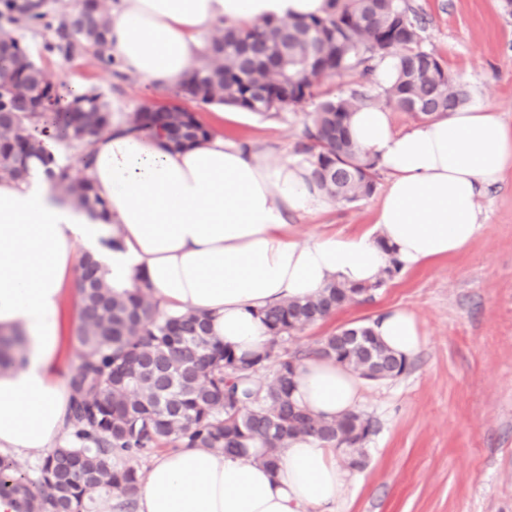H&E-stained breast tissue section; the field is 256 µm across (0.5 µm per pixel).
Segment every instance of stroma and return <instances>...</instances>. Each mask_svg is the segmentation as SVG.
<instances>
[{
	"label": "stroma",
	"instance_id": "1",
	"mask_svg": "<svg viewBox=\"0 0 512 512\" xmlns=\"http://www.w3.org/2000/svg\"><path fill=\"white\" fill-rule=\"evenodd\" d=\"M427 19L423 46L439 55L469 103L493 107L512 123V15L502 0H411ZM55 81L78 76L117 112L175 101L135 77L118 78L84 55L44 52L47 34L11 27ZM304 111L255 113L225 134L295 156ZM379 195L332 203L298 224L302 234L353 235L369 229ZM486 229L470 249L396 273L353 305L288 340V351L315 348L342 326L370 323L392 308L414 314L426 336L400 376L369 381L359 406L374 431L365 464L351 470L336 512H512V171L481 201Z\"/></svg>",
	"mask_w": 512,
	"mask_h": 512
}]
</instances>
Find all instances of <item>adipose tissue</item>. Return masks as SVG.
I'll return each instance as SVG.
<instances>
[{
  "label": "adipose tissue",
  "instance_id": "ef3b65f1",
  "mask_svg": "<svg viewBox=\"0 0 512 512\" xmlns=\"http://www.w3.org/2000/svg\"><path fill=\"white\" fill-rule=\"evenodd\" d=\"M329 0H116L109 51L123 73L157 90L185 82L208 52L217 23L322 17ZM350 131L387 178L371 231L299 238L293 219L330 199L308 161L224 135L178 150L130 130L126 114L95 141L89 174L107 206L99 217L54 189L41 166L26 181L0 180V328L27 338L26 361L0 374V455L45 456L68 432L71 392L60 372L68 299L79 259L91 254L118 290L147 289L169 314H204L210 335L237 355L265 353L259 312L306 300L331 283L368 286L390 260L412 269L466 252L484 229L479 206L512 170V125L490 106H464L396 128L389 109L352 112ZM114 240L106 248L105 240ZM395 355L425 342L415 317L384 312L372 324ZM364 380L329 359L302 363L293 403L327 420L358 405ZM225 454L179 448L146 472L137 512H336L347 472L315 439Z\"/></svg>",
  "mask_w": 512,
  "mask_h": 512
}]
</instances>
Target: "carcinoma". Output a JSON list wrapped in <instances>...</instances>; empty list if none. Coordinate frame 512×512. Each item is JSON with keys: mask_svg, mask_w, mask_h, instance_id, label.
<instances>
[{"mask_svg": "<svg viewBox=\"0 0 512 512\" xmlns=\"http://www.w3.org/2000/svg\"><path fill=\"white\" fill-rule=\"evenodd\" d=\"M0 17L51 33L44 43L48 53L68 60L89 53L113 70L109 13L100 0H81L75 12L49 0L41 5L0 0ZM424 28V17L409 0H330L324 17L226 27L175 96L276 117L290 107L314 104L298 151L332 201L356 202L375 192L378 176L376 161L348 132L357 107L383 105L422 120L453 112L466 101L441 59L422 46ZM390 59L395 76L384 87L372 76ZM351 72L365 83L335 94L318 90L320 79ZM128 124L164 138L172 150L212 135L178 105L144 104L129 113ZM111 129L112 110L101 93L73 94L47 78L18 38L0 34V179H26L29 161L37 159L60 192L81 207L104 212L86 173L90 160L74 171L43 136L88 147ZM79 269L74 288L80 323L74 336L80 362L68 378L69 435L42 459L34 480L14 475L12 464L0 458V494L16 498L17 512H83L89 495L106 488L131 501L142 475L117 466V460L163 446L234 454L259 443L266 465L274 464L291 440L311 437L336 448H359L371 431L361 413L328 421L293 404L299 363L332 359L361 374L370 351L386 378L407 368L367 325L340 327L305 352L282 351L295 332L362 302L382 279L367 287L333 283L313 298L264 309L269 349L245 360L209 335L202 314L167 315L142 288L114 291L89 255ZM24 351L22 334L0 332V368L21 364ZM262 369L269 373L258 384L255 376Z\"/></svg>", "mask_w": 512, "mask_h": 512, "instance_id": "carcinoma-1", "label": "carcinoma"}]
</instances>
